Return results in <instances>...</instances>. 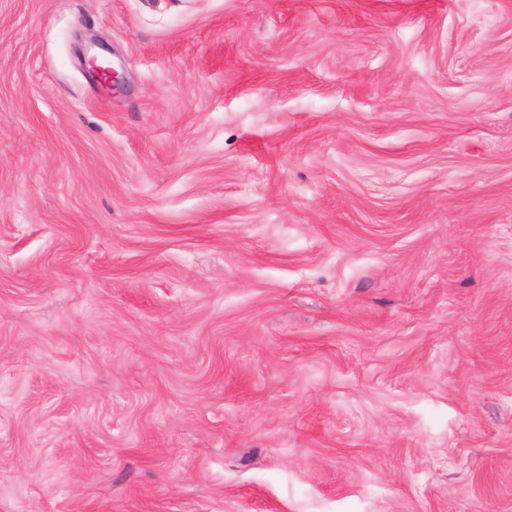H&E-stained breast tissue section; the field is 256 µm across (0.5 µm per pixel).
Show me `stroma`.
Wrapping results in <instances>:
<instances>
[{"label":"stroma","instance_id":"1","mask_svg":"<svg viewBox=\"0 0 512 512\" xmlns=\"http://www.w3.org/2000/svg\"><path fill=\"white\" fill-rule=\"evenodd\" d=\"M0 512H512V0H0ZM97 54L89 55L85 57V66L88 67L89 72H92L94 76L100 80L103 86L110 90H119L122 86L121 78L119 74L114 71L111 66L104 67L103 69L96 64Z\"/></svg>","mask_w":512,"mask_h":512}]
</instances>
